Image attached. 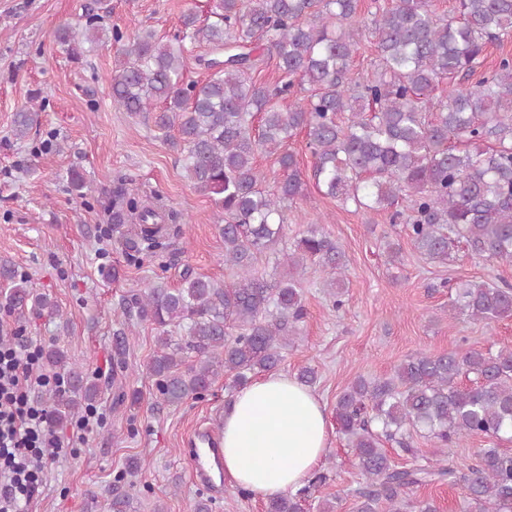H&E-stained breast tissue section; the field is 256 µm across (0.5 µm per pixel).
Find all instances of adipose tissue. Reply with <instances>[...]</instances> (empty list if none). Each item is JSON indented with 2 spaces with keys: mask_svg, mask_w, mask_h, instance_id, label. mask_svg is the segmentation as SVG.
Masks as SVG:
<instances>
[{
  "mask_svg": "<svg viewBox=\"0 0 512 512\" xmlns=\"http://www.w3.org/2000/svg\"><path fill=\"white\" fill-rule=\"evenodd\" d=\"M221 433L225 476L265 501L302 487L330 447L324 404L285 372L262 374L240 390Z\"/></svg>",
  "mask_w": 512,
  "mask_h": 512,
  "instance_id": "obj_1",
  "label": "adipose tissue"
}]
</instances>
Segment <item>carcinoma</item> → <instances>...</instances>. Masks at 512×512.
Returning a JSON list of instances; mask_svg holds the SVG:
<instances>
[{
    "label": "carcinoma",
    "instance_id": "cac0c4a2",
    "mask_svg": "<svg viewBox=\"0 0 512 512\" xmlns=\"http://www.w3.org/2000/svg\"><path fill=\"white\" fill-rule=\"evenodd\" d=\"M367 16L358 0H211L200 21L189 12L171 39L151 29L126 36L107 30L104 17L84 7L55 40L79 60L112 42V104L152 121L155 138L181 155L186 178L212 198L224 238L231 280L183 274L177 288L134 293L123 314L155 327L149 371L156 399L168 405L203 398L222 375L237 390L281 363V349L304 317L302 288L293 277L269 285L257 257L276 250L288 205L305 195L306 182L290 139L306 132L319 192L346 205L384 212L405 225L407 237L428 260L446 263L464 243L479 258L512 264V56L483 70L486 47L512 39V0H456L451 17L432 0H373ZM374 40L376 60L366 75L353 72L357 46ZM266 56L279 70L274 88L254 80ZM203 44L197 57L209 71L202 83L185 81L187 44ZM472 81L474 89H464ZM309 86L305 103L293 100ZM448 86L437 99L432 92ZM34 113H15V135L28 137ZM275 157L283 172L263 188L256 155ZM160 212L126 193L112 198V231L128 256L140 261L166 247L171 227ZM283 261L296 269L307 260L330 279L332 307L344 306L345 254L317 225L310 226ZM7 308L55 314L48 294L10 264H0ZM451 310L472 320L512 317V287L461 281ZM185 335L174 339L170 328ZM191 364H186L189 355ZM65 393L47 398L54 427L96 398V386L69 369ZM469 384L462 385V380ZM336 424L358 460L365 486L357 512H407L406 494L431 482H462L476 512H512V454L480 449L467 471L451 467H399L383 448L413 455V434L425 432L442 449L470 436L494 442L512 435V346L463 355L416 353L386 378H355L335 406ZM319 471L301 489L269 501L267 512H302V501L327 482Z\"/></svg>",
    "mask_w": 512,
    "mask_h": 512
}]
</instances>
